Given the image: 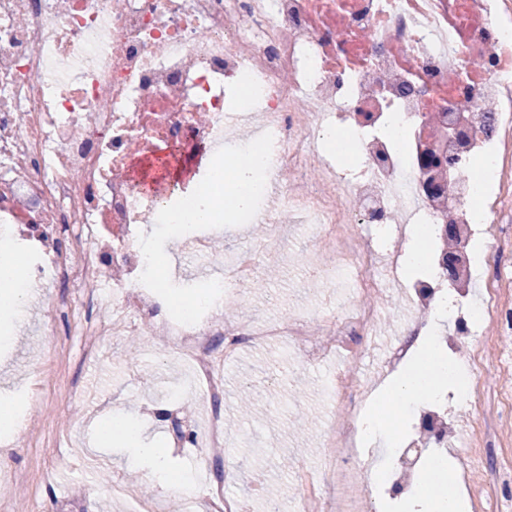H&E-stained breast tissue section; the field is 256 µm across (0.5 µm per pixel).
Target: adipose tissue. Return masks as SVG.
I'll return each mask as SVG.
<instances>
[{"label": "adipose tissue", "mask_w": 512, "mask_h": 512, "mask_svg": "<svg viewBox=\"0 0 512 512\" xmlns=\"http://www.w3.org/2000/svg\"><path fill=\"white\" fill-rule=\"evenodd\" d=\"M272 154V145H264L251 151L244 163L227 172L214 164L208 151H201L197 163L208 171L210 188L198 193L186 208L171 213L173 229L185 224L212 223L217 215L213 191L222 185L229 187L234 209L251 210L262 191L261 174L268 167ZM22 277V265L17 257L7 253L0 255V310L6 311L13 323L24 320L26 314L27 292L20 286ZM448 392L457 400L466 397L468 387L462 365L440 355L434 336L418 337L415 357L392 377L384 404L366 413L361 423L363 440L400 437L406 430L400 412L429 403ZM103 439L109 444L134 446V465L144 471L149 482L160 491L181 495L193 490L191 475L173 471L156 448L142 445L140 430L133 419L113 418ZM420 505L428 512H460L462 503L447 461L433 460L429 478L422 487Z\"/></svg>", "instance_id": "ef3b65f1"}]
</instances>
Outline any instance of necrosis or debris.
<instances>
[{
  "instance_id": "1",
  "label": "necrosis or debris",
  "mask_w": 512,
  "mask_h": 512,
  "mask_svg": "<svg viewBox=\"0 0 512 512\" xmlns=\"http://www.w3.org/2000/svg\"><path fill=\"white\" fill-rule=\"evenodd\" d=\"M264 123L237 153L273 141L270 172L282 179L250 224L294 221L330 247L322 269L332 289L321 310L247 328L224 314V291L250 287L268 242L253 239L232 258L214 254L210 234L186 237L180 253L213 264L217 287L203 313L167 315L156 300L168 279L148 272L145 231L165 223L182 180L174 147L223 157L250 112ZM403 121V140L387 133ZM350 130L365 158L344 175L326 143ZM494 171L473 198L469 165ZM450 224L442 249L460 256L448 343L481 377L484 348L494 371L512 376V0H0V239L32 258L26 279L57 288L55 309L73 301L93 341L119 333L164 337L209 397L242 338L286 341L306 365L342 360L326 391L337 421L326 435L329 481L354 500L304 477L295 512H364L357 465L360 410L369 392L354 365L373 339L387 289L400 286V253H382L365 228ZM468 420L446 405L422 414L424 432L396 451L388 486L413 492L422 478L410 450L439 452L483 439L479 396Z\"/></svg>"
}]
</instances>
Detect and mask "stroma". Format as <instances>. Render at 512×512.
Here are the masks:
<instances>
[{
    "label": "stroma",
    "mask_w": 512,
    "mask_h": 512,
    "mask_svg": "<svg viewBox=\"0 0 512 512\" xmlns=\"http://www.w3.org/2000/svg\"><path fill=\"white\" fill-rule=\"evenodd\" d=\"M268 253L278 258L280 273L260 275L235 309L258 319H273L297 309L317 308L320 291L302 267L305 255L321 251L322 243L298 224L278 228ZM52 289L29 306V318L13 326L12 343L0 347V405L21 402L26 422L0 450V512H131L132 501L113 491V484L142 488L147 480L131 463L130 448L102 446L99 438L113 414L135 418L145 443L158 448L177 472L205 475L192 498L152 493L156 512H209L211 486L223 484L226 496L244 500L250 512H266L257 485L287 487L286 503L301 488L294 465L317 468L324 453L321 434L329 420L325 384L329 365L300 366L288 345L245 343L224 374L220 403L231 452L205 456L203 449L176 438L173 420L183 430L204 421L211 400L186 387L180 364L162 349L159 336L112 339L93 358L83 355L85 337L69 333L57 320ZM80 386L83 403L65 402V391ZM75 454L51 482L42 473L59 457V441Z\"/></svg>",
    "instance_id": "35a3bbf8"
}]
</instances>
